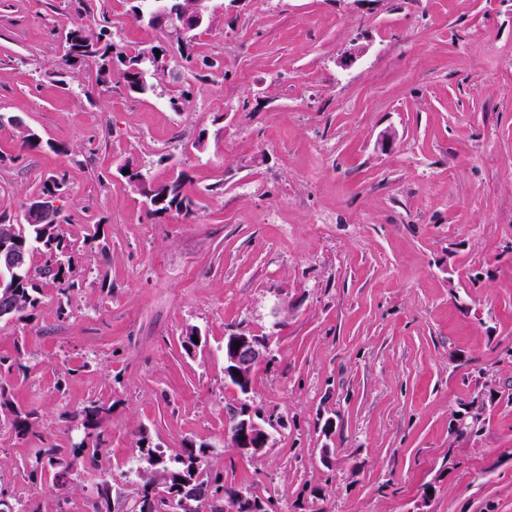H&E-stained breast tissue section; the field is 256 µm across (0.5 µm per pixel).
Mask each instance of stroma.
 <instances>
[{"mask_svg":"<svg viewBox=\"0 0 512 512\" xmlns=\"http://www.w3.org/2000/svg\"><path fill=\"white\" fill-rule=\"evenodd\" d=\"M82 2L129 47L169 41L128 0H0V214L65 172L82 269L66 310L49 293L0 320V384L39 412L27 440L0 422V495L57 512L36 453L79 442L62 416L97 398L110 436L70 512L103 482L133 503L139 430L204 445L269 512H415L427 486L428 512H512V0H216L193 43L224 70L183 75L180 112L166 81L89 98L94 66L49 79ZM14 116L48 148L21 149ZM128 161L181 171L195 215L145 220ZM233 331L271 354L246 398L224 380ZM244 401L273 422L257 455L230 439ZM472 404L482 429L457 435Z\"/></svg>","mask_w":512,"mask_h":512,"instance_id":"35a3bbf8","label":"stroma"}]
</instances>
